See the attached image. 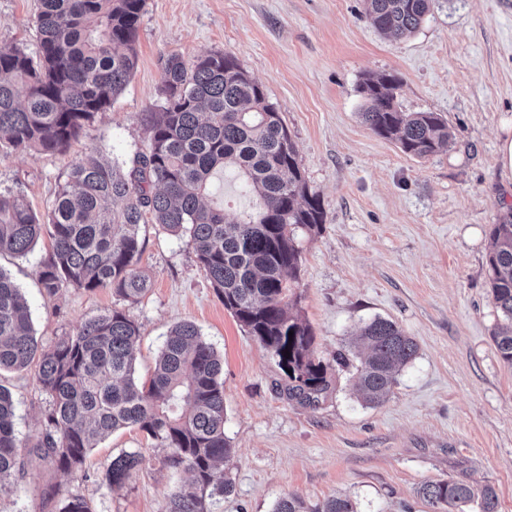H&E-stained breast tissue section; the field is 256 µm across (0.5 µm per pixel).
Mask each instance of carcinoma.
<instances>
[{
	"label": "carcinoma",
	"instance_id": "cac0c4a2",
	"mask_svg": "<svg viewBox=\"0 0 512 512\" xmlns=\"http://www.w3.org/2000/svg\"><path fill=\"white\" fill-rule=\"evenodd\" d=\"M434 0H364L382 33L415 32ZM145 0H37V51L0 48V147L54 154L100 112L112 107L138 60ZM163 102L150 116V141L129 172L101 160L95 149L72 162L48 213H35L21 195L0 194V255L23 258L43 231L52 250L38 280L50 297L69 288H110L129 302L150 288L138 264L145 214L173 236L188 235L224 308L247 329L287 375L289 398L314 404L332 386L330 366L315 355L312 328L289 313L297 302L301 251L296 232L313 234L325 223L319 196L305 179L302 160L279 112L235 57L222 52L185 59L170 56L162 72ZM401 80L368 76L359 92L364 122L400 149L426 158L449 147L453 135L438 112H406ZM236 173L254 208L237 219L202 202L214 176ZM489 293L505 324L493 336L512 366V209L492 225L487 247ZM140 330L112 309L82 322L50 349L39 345L25 295L0 269V371L34 366L49 398L33 451L80 476L86 454L112 433L137 428L165 450L163 466L191 480L171 494L166 512H208L207 499L228 495L224 470L235 456L224 431L222 362L192 322L170 330L149 384L135 377ZM356 343L368 354L355 366L354 384L367 405L384 402L417 344L394 321L375 318ZM290 355H285V352ZM15 405L0 384V489L19 470ZM145 456L112 458L103 481L120 486ZM418 495L434 512L475 503L497 512L489 484L467 479L427 482ZM59 512H93L82 496ZM274 512H357L346 496L321 504L283 498Z\"/></svg>",
	"mask_w": 512,
	"mask_h": 512
}]
</instances>
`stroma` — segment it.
<instances>
[{
    "label": "stroma",
    "instance_id": "35a3bbf8",
    "mask_svg": "<svg viewBox=\"0 0 512 512\" xmlns=\"http://www.w3.org/2000/svg\"><path fill=\"white\" fill-rule=\"evenodd\" d=\"M36 0H0V48L35 51ZM231 53L262 84L323 204L318 234L299 238L296 312L313 329L318 358L334 367L332 389L313 405L288 399L273 358L225 309L188 237L140 230V267L150 289L139 302L111 290L70 288L54 297L36 270L51 248L42 236L26 259L0 257L22 288L36 337L53 346L84 320L119 308L139 326L136 375L148 381L166 335L195 323L223 360L225 433L236 455L233 491L209 512H273L297 496L316 504L344 495L358 512H430L429 481L491 484L497 512H512V367L492 340L503 323L487 285L493 224L512 208V171L500 146L512 138V0H436L405 37L379 33L363 0H145L136 69L110 110L64 154L0 151V191L45 212L69 165L89 148L130 167L149 143L150 114L168 57ZM393 73L408 112H438L451 150L414 158L364 123L359 85ZM396 321L417 357L390 396L362 403L338 350L369 320ZM15 402L20 468L0 491V512H58L80 495L95 512H166L187 480L164 468L144 432L114 433L73 478L31 455L48 404L34 370L0 375ZM141 449L140 469L119 489L102 475L113 457Z\"/></svg>",
    "mask_w": 512,
    "mask_h": 512
}]
</instances>
